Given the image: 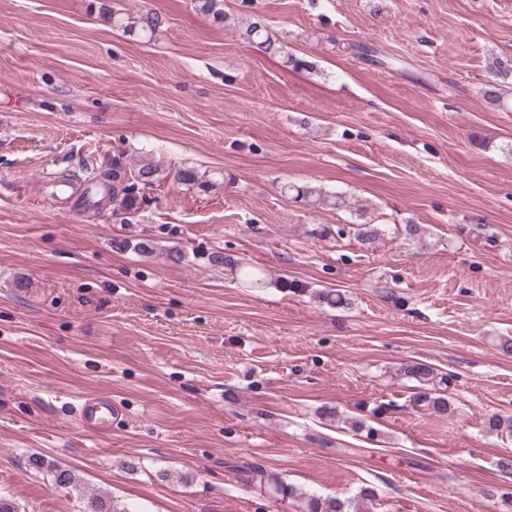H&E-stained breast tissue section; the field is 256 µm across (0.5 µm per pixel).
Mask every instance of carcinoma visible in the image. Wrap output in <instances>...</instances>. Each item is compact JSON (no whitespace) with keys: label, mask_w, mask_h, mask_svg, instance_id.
Wrapping results in <instances>:
<instances>
[{"label":"carcinoma","mask_w":512,"mask_h":512,"mask_svg":"<svg viewBox=\"0 0 512 512\" xmlns=\"http://www.w3.org/2000/svg\"><path fill=\"white\" fill-rule=\"evenodd\" d=\"M163 25L164 18L156 12H147L136 21L130 20L122 12H112L113 27L142 38H152ZM242 37L252 48L263 54L275 55L283 52V45L274 37L269 26L260 17L255 18L246 27ZM157 172V166L150 162L129 166L116 163L112 165V170L90 179V193L99 194L103 198L110 197L113 206L130 214L137 205V195L132 192V189L154 187ZM173 179L180 184L197 185L202 189L206 186V181L199 180L197 172L189 168L175 170ZM281 193L287 199L300 201L313 208L326 206L339 208L345 204L341 196L330 194L322 187L312 184L297 185L286 182L281 187ZM384 235L385 228L382 224L364 222L354 227L356 240L366 248L373 247ZM224 268L232 280L246 288H266L272 284L266 269L255 264L226 256ZM318 299L333 308L350 306V301L339 291L325 290L318 294ZM405 375L420 383L419 391L414 394L415 402L426 403L437 413L448 412L447 396L428 387L433 380V371L430 367L419 363L408 365L405 368ZM487 426L491 431L512 434V416L492 415L487 420ZM242 479L246 484L258 488L262 494L304 498L305 512H359L361 503L374 498L373 490L368 488L362 490L355 501H342L336 497L316 495L305 497L295 489L285 487L276 477L265 476L263 470H244Z\"/></svg>","instance_id":"1"}]
</instances>
